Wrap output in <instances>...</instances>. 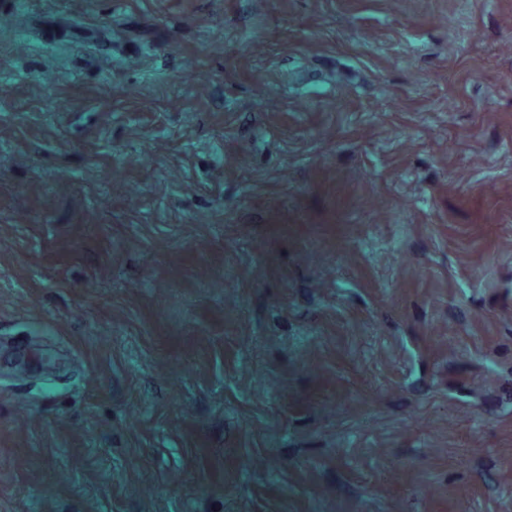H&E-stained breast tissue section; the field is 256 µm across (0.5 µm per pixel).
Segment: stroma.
Returning a JSON list of instances; mask_svg holds the SVG:
<instances>
[{
  "label": "stroma",
  "mask_w": 512,
  "mask_h": 512,
  "mask_svg": "<svg viewBox=\"0 0 512 512\" xmlns=\"http://www.w3.org/2000/svg\"><path fill=\"white\" fill-rule=\"evenodd\" d=\"M0 512H512V0H0Z\"/></svg>",
  "instance_id": "35a3bbf8"
}]
</instances>
